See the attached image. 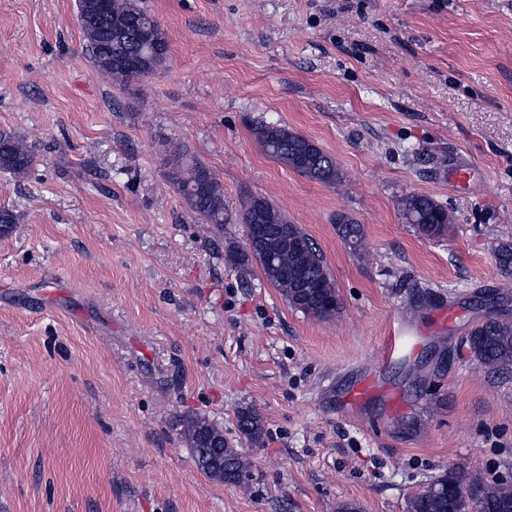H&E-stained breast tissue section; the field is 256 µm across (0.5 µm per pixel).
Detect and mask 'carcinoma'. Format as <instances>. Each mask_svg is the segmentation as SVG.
<instances>
[{
  "label": "carcinoma",
  "mask_w": 512,
  "mask_h": 512,
  "mask_svg": "<svg viewBox=\"0 0 512 512\" xmlns=\"http://www.w3.org/2000/svg\"><path fill=\"white\" fill-rule=\"evenodd\" d=\"M77 10L85 17L81 31L86 50L96 71L123 90L139 78L153 73L168 58L169 44L159 22L140 5V0H77ZM263 152L311 180L333 185L343 175L336 160L313 141L283 126L261 123L254 128ZM35 153L25 138L0 129V172L21 181L29 175ZM169 176L177 185L190 211L208 224L224 223V187L204 164L188 161L178 149L169 161ZM402 220L413 226L424 239L443 236L454 216L434 199L406 194L398 201ZM242 223L285 224L297 248L276 245L268 250L230 251L229 260L242 273L250 271V260L260 265L266 279L279 290L288 305L305 315L327 318L339 307L336 288L322 255L298 224H293L262 197L247 203ZM336 230L342 240L357 252L362 247L363 230L358 222L341 215ZM499 274L506 286L512 285V237L499 240L495 247ZM466 344L473 358L492 372L512 371V318L490 315L469 333ZM238 429L250 443L261 442L265 430L256 411L250 407L237 413ZM222 433L208 417L191 414L182 422V437L190 448L198 469L208 477L246 487L249 464L226 438L214 443L209 431ZM408 512H512V483L491 481L482 473L450 470L436 477L407 503Z\"/></svg>",
  "instance_id": "cac0c4a2"
}]
</instances>
